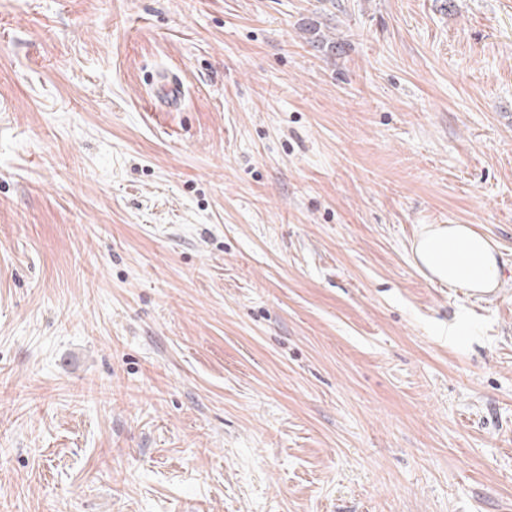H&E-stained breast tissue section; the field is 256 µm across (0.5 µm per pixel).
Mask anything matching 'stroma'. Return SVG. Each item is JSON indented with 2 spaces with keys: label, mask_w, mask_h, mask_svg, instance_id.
Here are the masks:
<instances>
[{
  "label": "stroma",
  "mask_w": 512,
  "mask_h": 512,
  "mask_svg": "<svg viewBox=\"0 0 512 512\" xmlns=\"http://www.w3.org/2000/svg\"><path fill=\"white\" fill-rule=\"evenodd\" d=\"M0 512H512V0H0ZM160 84V104L172 108L180 101L183 88L181 82L174 76L161 75L158 79ZM415 263L431 279L471 295L493 292L500 277L493 242L469 224H425L412 247Z\"/></svg>",
  "instance_id": "stroma-1"
}]
</instances>
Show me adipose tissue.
Segmentation results:
<instances>
[{"mask_svg": "<svg viewBox=\"0 0 512 512\" xmlns=\"http://www.w3.org/2000/svg\"><path fill=\"white\" fill-rule=\"evenodd\" d=\"M415 263L432 279L473 295L493 292L500 277L493 242L466 224H426L412 247Z\"/></svg>", "mask_w": 512, "mask_h": 512, "instance_id": "ef3b65f1", "label": "adipose tissue"}]
</instances>
